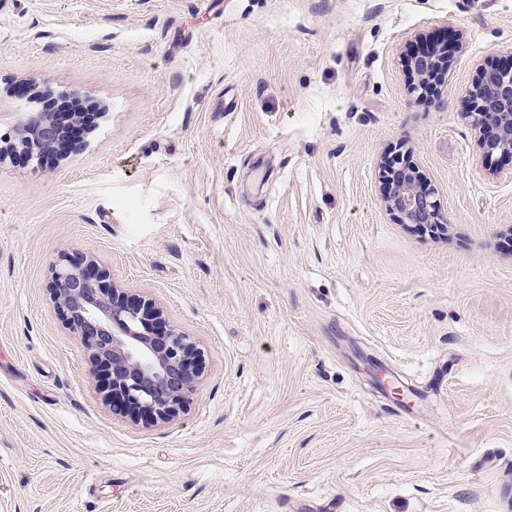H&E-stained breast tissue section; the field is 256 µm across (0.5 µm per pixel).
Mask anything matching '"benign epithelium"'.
<instances>
[{"label": "benign epithelium", "instance_id": "1", "mask_svg": "<svg viewBox=\"0 0 512 512\" xmlns=\"http://www.w3.org/2000/svg\"><path fill=\"white\" fill-rule=\"evenodd\" d=\"M415 68L418 81L412 93L419 100L438 98L448 73V53L423 57ZM55 98V92L46 90L0 113V120L12 119L18 135L10 146L0 145V159L11 154L38 161L73 144L74 137L49 109ZM463 115L484 158L512 157V60L481 74L467 91ZM381 164L384 201L400 222L433 235L448 231L440 201L419 167L399 150ZM50 290L61 322L88 350L115 406L156 418L170 417L183 407L200 376L201 351L189 336L166 324L164 311L152 299L117 288L84 256L62 259ZM364 364L374 385L389 384L386 371L369 358Z\"/></svg>", "mask_w": 512, "mask_h": 512}]
</instances>
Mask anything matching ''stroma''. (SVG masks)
Wrapping results in <instances>:
<instances>
[{"mask_svg":"<svg viewBox=\"0 0 512 512\" xmlns=\"http://www.w3.org/2000/svg\"><path fill=\"white\" fill-rule=\"evenodd\" d=\"M510 46L512 0H0V100L101 110L0 163V512H512V160L461 115ZM399 145L447 236L386 207ZM65 255L196 343L179 412L113 407L50 296ZM448 47L445 53H437L433 56L421 57L415 62L418 81L412 87V93L418 100H435L441 95L442 87L448 73Z\"/></svg>","mask_w":512,"mask_h":512,"instance_id":"obj_1","label":"stroma"}]
</instances>
